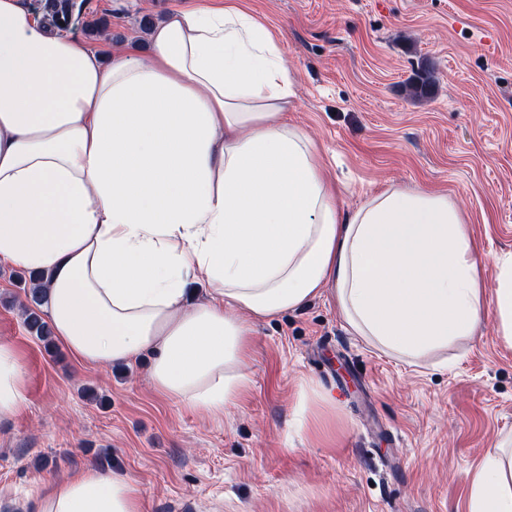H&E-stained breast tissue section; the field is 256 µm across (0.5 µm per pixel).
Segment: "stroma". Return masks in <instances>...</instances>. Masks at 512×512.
Returning a JSON list of instances; mask_svg holds the SVG:
<instances>
[{
	"mask_svg": "<svg viewBox=\"0 0 512 512\" xmlns=\"http://www.w3.org/2000/svg\"><path fill=\"white\" fill-rule=\"evenodd\" d=\"M201 0H76L72 31L146 48L150 27ZM296 85L291 123L317 142L348 211L388 186L452 195L477 250L512 253V0H242ZM429 70L431 95L411 96ZM0 264V342L27 403L0 422V512H38L50 479L112 456L144 512H467L486 446L512 433V347L486 321L417 361L354 336L328 296L258 323L251 383L223 417L156 394L151 355L93 370L24 327ZM336 401L293 433L302 381Z\"/></svg>",
	"mask_w": 512,
	"mask_h": 512,
	"instance_id": "1",
	"label": "stroma"
}]
</instances>
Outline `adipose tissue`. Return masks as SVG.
Returning <instances> with one entry per match:
<instances>
[{
	"label": "adipose tissue",
	"mask_w": 512,
	"mask_h": 512,
	"mask_svg": "<svg viewBox=\"0 0 512 512\" xmlns=\"http://www.w3.org/2000/svg\"><path fill=\"white\" fill-rule=\"evenodd\" d=\"M149 52L50 31L0 0V262L45 276L54 336L87 367L152 353L148 381L218 418L250 382L257 323L329 295L367 344L419 361L485 318L512 345V256L493 295L448 194L392 186L354 209L283 114L295 81L235 0L177 9ZM205 287L196 299L195 286ZM26 402L0 343V421ZM40 512H144L125 473L44 486ZM468 512H512V440L488 445Z\"/></svg>",
	"instance_id": "ef3b65f1"
}]
</instances>
